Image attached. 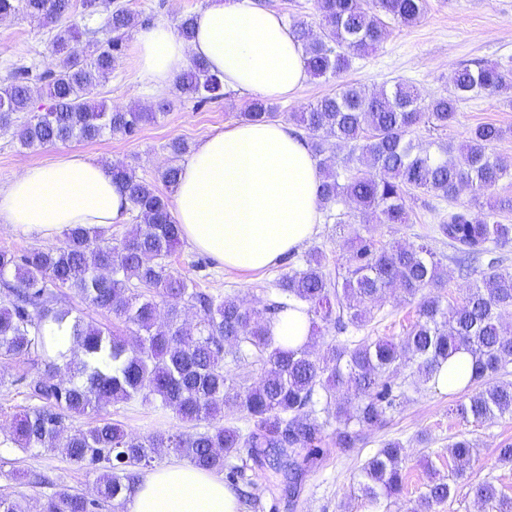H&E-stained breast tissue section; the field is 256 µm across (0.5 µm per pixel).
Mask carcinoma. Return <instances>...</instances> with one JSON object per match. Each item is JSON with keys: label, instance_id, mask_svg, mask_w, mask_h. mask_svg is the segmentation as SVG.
I'll list each match as a JSON object with an SVG mask.
<instances>
[{"label": "carcinoma", "instance_id": "1", "mask_svg": "<svg viewBox=\"0 0 512 512\" xmlns=\"http://www.w3.org/2000/svg\"><path fill=\"white\" fill-rule=\"evenodd\" d=\"M83 26L61 29L50 45L51 67L32 85L29 70L16 67L0 85V130H13L23 147L93 141L107 135L133 136L157 118L137 106L107 108L94 99L96 87L116 69L135 14L112 0H80ZM73 7L72 0H0V17L23 14L52 25ZM427 0H315L318 31L299 23L309 75L335 79L354 59L375 48L389 24L409 25L425 14ZM87 37L80 54L71 43ZM512 87V70L497 63L459 67L448 93L425 100L418 89L397 82L389 90L370 91L338 84L302 112L291 113L315 156L334 139L350 147L341 161L318 162L319 202L330 208L355 205L364 224H408V198L415 192L456 200L466 189L486 195V205L460 206L441 218L434 232L465 256L490 253L512 242V225L496 220L512 208V199L493 195L512 180V161L494 152L505 136L502 127L481 123L458 145L420 150L412 128L447 129L457 121L461 104L479 97H499ZM175 92L199 103L223 96L224 84L198 59L174 81ZM49 104H36L38 99ZM247 121H271L275 108L249 104ZM170 163L160 171L165 186L176 191L187 143L169 144ZM112 181L130 201L136 229L117 243L95 229L77 225L62 245L24 252L0 250V356H30L43 365L36 376L12 384L26 389L32 407L12 417L6 448L23 452L59 450L89 471H101L98 498L68 488L45 495L42 512H98L107 503L126 501L138 471L165 449L187 457L197 468L227 472L235 482L248 464L273 461L288 485L320 455L325 431L333 445L349 451L364 430L384 423L396 407L395 376L411 365L416 386H436L442 365L454 355H469L472 372L459 391L471 392L456 409L473 426L512 415V382L489 378L512 364V336L503 319L512 315V272H494L477 281L462 302L434 293L442 285L437 254L422 243L390 245L371 230L348 239V265L331 277L326 256L309 251L302 268L275 283L280 301L251 307L232 295L214 297L169 268L182 230L160 193L124 163L106 164ZM396 285L417 300V320L394 341L348 337L314 350L316 332L342 333L367 325L383 306L387 288ZM77 291L87 303L121 320L129 335L86 320L63 307L62 289ZM197 306L200 320L191 331L179 323L180 305ZM304 312L310 325L307 342L285 347L270 333L282 311ZM66 330L75 357L54 351L53 330ZM257 367L241 377L227 367ZM139 400L171 410L183 422L203 427L195 434L153 431L134 436L102 415L119 402ZM232 411L247 421L241 429L224 423ZM96 414V424L69 430L74 416ZM404 446L389 441L362 464L357 476L360 496L386 509L404 489ZM474 443L459 438L448 445V476L434 477L419 502L421 512L446 502L464 478ZM484 512H512V496L493 482L475 488ZM0 512H29L24 494L0 496Z\"/></svg>", "mask_w": 512, "mask_h": 512}]
</instances>
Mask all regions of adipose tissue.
Returning <instances> with one entry per match:
<instances>
[{
    "label": "adipose tissue",
    "instance_id": "ef3b65f1",
    "mask_svg": "<svg viewBox=\"0 0 512 512\" xmlns=\"http://www.w3.org/2000/svg\"><path fill=\"white\" fill-rule=\"evenodd\" d=\"M184 40L165 21L140 27V76L168 87L192 59L207 62L225 88L289 99L307 80L290 25L256 0H207ZM318 161L308 141L280 122L241 123L206 137L183 166L174 216L183 237L225 268L276 264L309 242L319 218ZM126 196L105 166L70 156L23 169L0 189V227L53 242L70 227L106 228L128 215ZM223 475L174 463L143 472L125 512H239Z\"/></svg>",
    "mask_w": 512,
    "mask_h": 512
}]
</instances>
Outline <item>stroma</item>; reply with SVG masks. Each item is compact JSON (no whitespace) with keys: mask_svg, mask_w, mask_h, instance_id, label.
<instances>
[{"mask_svg":"<svg viewBox=\"0 0 512 512\" xmlns=\"http://www.w3.org/2000/svg\"><path fill=\"white\" fill-rule=\"evenodd\" d=\"M137 13L141 23L165 20L178 24L183 16L194 14L206 0H116ZM54 34L50 25H42L23 15L0 18V84L16 66L31 67L40 74L50 62L48 48ZM478 61H512V0H427L425 15L409 26H391L385 38L369 55L355 59L341 80L370 90L393 87L405 81L419 88L424 97L445 93L452 71ZM97 98L109 106L155 108L159 99L170 102L156 120L140 126L130 137L106 136L93 142H72L26 149L12 131H0V186H6L25 167L48 164L71 155L100 163L131 164L138 175L152 180L169 162L168 144L181 139L189 146L223 131L239 121V114L252 102L250 94L228 91L224 98L197 106L193 100L178 97L174 90L159 94L140 78L134 50L125 46L118 67L97 89ZM491 122L507 128L508 135L496 147V153L512 159V109L497 100L478 98L462 104L456 123L446 131L420 126L412 137L423 146L445 140L461 143L470 128ZM473 192L460 195L457 202L417 193L408 201L412 221L408 224L381 225L375 236L384 242L416 243L430 235L442 213L454 204H470ZM359 219L340 224L336 213L325 210L310 247L324 250L327 268L336 271L347 260L345 241L360 229ZM433 249L440 255L444 269L443 298L461 300L470 285L491 270L512 272V244L498 249L496 265L487 260L472 267L459 266L454 249L436 240ZM305 250L289 254L281 263L258 271L239 272L224 269L213 257L182 243L170 260L174 275L193 280L197 287L214 296L234 295L245 304L263 307L278 301L274 281L289 271L302 268ZM385 317L373 322L366 332L373 337H398L416 320V304L400 291L388 295ZM408 371H401L396 381L402 396L390 410L382 426L365 431V440L351 451L324 446V454L308 469L295 494H288L281 472L265 466L248 470L256 508L241 507L240 512H374L359 496L356 476L361 465L383 443L399 439L405 445L406 484L402 495L393 500L390 512H412L430 475L448 473V445L453 437L466 434L477 446L466 479L443 504L431 512H480L474 490L484 481H492L512 494V465H501L496 450L512 443V417L505 416L481 426L464 424L454 414L456 398L434 388L414 390ZM112 420L122 423L135 435L155 430L189 432L188 424L176 419L171 411L156 410L141 403L119 404L110 409ZM48 476L88 498L96 496V473L78 468L65 456L54 452L31 454L16 448L0 447V495L21 492L30 502L32 512H39L45 489L38 484H18L7 478L9 470Z\"/></svg>","mask_w":512,"mask_h":512,"instance_id":"obj_1","label":"stroma"}]
</instances>
